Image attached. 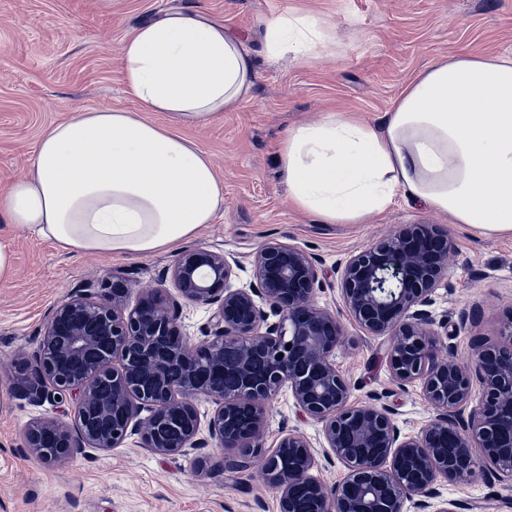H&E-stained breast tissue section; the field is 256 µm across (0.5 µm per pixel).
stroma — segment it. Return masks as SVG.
I'll list each match as a JSON object with an SVG mask.
<instances>
[{
    "label": "stroma",
    "mask_w": 512,
    "mask_h": 512,
    "mask_svg": "<svg viewBox=\"0 0 512 512\" xmlns=\"http://www.w3.org/2000/svg\"><path fill=\"white\" fill-rule=\"evenodd\" d=\"M186 9L245 39L258 74L247 100L205 126L181 125L165 112L149 115L205 152L224 187L213 223L180 249L224 253L236 264L231 287L244 289L256 285L252 260L266 243L315 257L314 299L339 321L344 341L335 362L352 385V403L380 396L401 435L416 434L435 409L420 383L392 378L385 359L390 337L365 335L348 316L340 271L398 225L446 228L454 249L431 311L447 319L448 333L436 353L466 360L476 341L496 344L512 323V237L479 234L401 199L370 224L321 223L289 207L279 144L289 128L328 112L379 124L404 86L438 58L512 53V0H112L108 9L99 0H0V189L27 175L39 138L54 123L101 106L138 111L123 83L122 44L141 22ZM289 10L326 20L345 52H325L307 64L288 54L268 59L265 24ZM0 239L10 244L16 268L11 282L0 283V512H279L278 494L261 480L259 466L228 468L232 449L213 439L183 455H159L132 438L64 463L30 457L24 431L31 422L73 418L67 403L22 400L11 382L19 361L37 351L53 309L113 270L135 290L156 287L176 253L77 256L2 219ZM288 430L313 446L323 442L321 422L283 393L269 408L265 448ZM442 493L456 512H512V486L487 473L445 485Z\"/></svg>",
    "instance_id": "stroma-1"
}]
</instances>
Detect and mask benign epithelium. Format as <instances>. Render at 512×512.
I'll return each instance as SVG.
<instances>
[{"instance_id":"1","label":"benign epithelium","mask_w":512,"mask_h":512,"mask_svg":"<svg viewBox=\"0 0 512 512\" xmlns=\"http://www.w3.org/2000/svg\"><path fill=\"white\" fill-rule=\"evenodd\" d=\"M452 250L439 225L404 224L353 254L340 274L355 324L391 337L393 379L421 381L436 408L414 436L400 437L387 407L351 404V383L334 360L342 342L336 315L313 300L316 259L268 243L255 253L257 287L249 290L230 287L224 254L200 247L171 266L176 299L145 289L131 307L132 285L112 272L60 303L18 395L32 404L68 399L74 423L36 421L25 447L43 463L85 448L108 451L134 436L160 455L201 448L195 402L212 400L210 437L263 457L260 477L279 493L280 512H405L408 502L414 512H456L441 498L444 482L485 469L512 485V325L503 342L479 345L467 363L437 356L434 324L448 323L427 306ZM180 299L215 307L199 346L177 323ZM474 379L483 390L472 407ZM285 390L323 423L325 447L347 467L336 488L311 474L317 453L303 435L290 431L264 449L268 403Z\"/></svg>"}]
</instances>
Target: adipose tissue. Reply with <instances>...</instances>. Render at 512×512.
Returning a JSON list of instances; mask_svg holds the SVG:
<instances>
[{
	"label": "adipose tissue",
	"mask_w": 512,
	"mask_h": 512,
	"mask_svg": "<svg viewBox=\"0 0 512 512\" xmlns=\"http://www.w3.org/2000/svg\"><path fill=\"white\" fill-rule=\"evenodd\" d=\"M271 55L301 63L335 50L319 19L279 15ZM140 112L100 107L53 124L0 215L77 255L145 257L213 223L224 203L210 158L150 120L195 126L247 99L256 62L243 41L196 10L146 20L121 48ZM288 203L325 224H366L397 198L485 235L512 234V54L434 61L378 126L343 112L288 129L279 147Z\"/></svg>",
	"instance_id": "adipose-tissue-1"
}]
</instances>
